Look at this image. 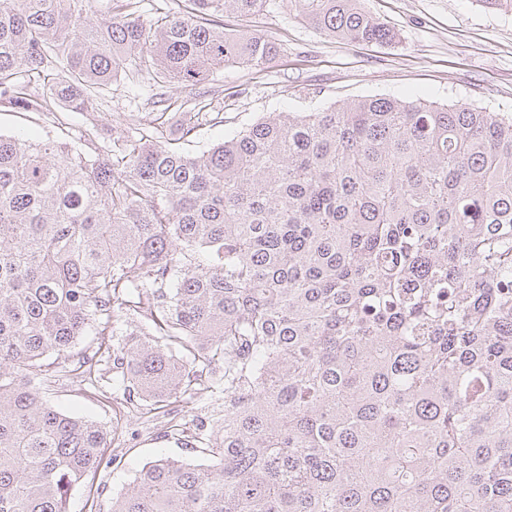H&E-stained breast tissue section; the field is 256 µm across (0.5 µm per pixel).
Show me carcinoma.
Returning a JSON list of instances; mask_svg holds the SVG:
<instances>
[{
	"mask_svg": "<svg viewBox=\"0 0 512 512\" xmlns=\"http://www.w3.org/2000/svg\"><path fill=\"white\" fill-rule=\"evenodd\" d=\"M266 2L147 27L131 0L98 23L0 0V107L92 110L145 52L158 84L261 69L276 42L224 16ZM289 2L335 39L396 37L360 0ZM170 107L106 158L0 133V512H67L93 480L110 432L34 377L114 307L150 321L113 363L157 413L224 364V437L112 512H512V117L363 97L187 155L210 103Z\"/></svg>",
	"mask_w": 512,
	"mask_h": 512,
	"instance_id": "obj_1",
	"label": "carcinoma"
}]
</instances>
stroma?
Returning <instances> with one entry per match:
<instances>
[{
	"label": "stroma",
	"mask_w": 512,
	"mask_h": 512,
	"mask_svg": "<svg viewBox=\"0 0 512 512\" xmlns=\"http://www.w3.org/2000/svg\"><path fill=\"white\" fill-rule=\"evenodd\" d=\"M361 2L394 29L395 42L359 45L329 38L296 18L289 0H267L256 16H225L227 33L261 32L279 44L280 52L260 70L228 67L190 88L164 84L163 93L175 100L191 92L212 98L224 117L220 123H202L187 151L208 150L272 112H303L369 96L462 101L512 113L511 10L488 9L481 0ZM152 71L151 58H143L140 72L114 83L90 115L1 109L0 132L43 141L63 127L77 137L93 126L97 145L108 147L113 138L143 127L155 111ZM141 327L137 317L113 311L106 329L88 331L74 348L75 354L91 358V375L78 383L53 367L43 377L41 388L51 406L115 433L95 475L94 498L76 489L69 512H111L113 499L147 462L168 457L208 465L211 449L222 440L223 368H212L204 390L191 403L171 404L165 416L151 412L149 401L117 375L113 355L128 333Z\"/></svg>",
	"instance_id": "obj_1"
}]
</instances>
